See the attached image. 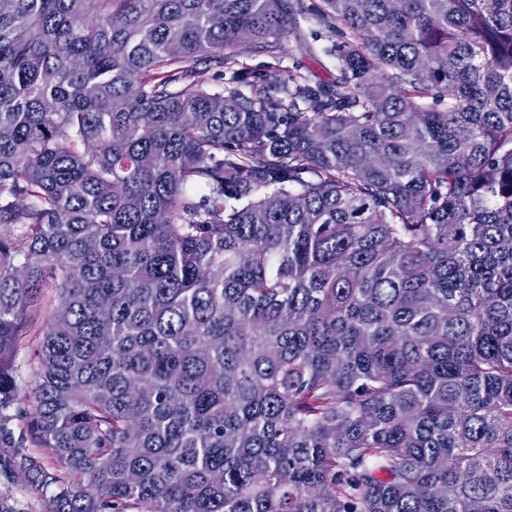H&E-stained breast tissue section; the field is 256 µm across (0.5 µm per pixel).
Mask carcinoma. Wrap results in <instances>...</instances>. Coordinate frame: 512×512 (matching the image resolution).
<instances>
[{"label":"carcinoma","mask_w":512,"mask_h":512,"mask_svg":"<svg viewBox=\"0 0 512 512\" xmlns=\"http://www.w3.org/2000/svg\"><path fill=\"white\" fill-rule=\"evenodd\" d=\"M298 9L0 0V448L46 512H512V0H320L328 87ZM318 0H302V12L295 15L294 26L300 32L301 38L312 46V51H305L294 35L284 41L282 66L290 70H298L309 76L312 85L331 84L336 79V58L326 56L322 47L336 40V34L320 26L311 8ZM36 336H25L17 350L15 356V366L17 368V380L23 390L30 391L34 386V376L32 368L36 363L34 346Z\"/></svg>","instance_id":"carcinoma-1"}]
</instances>
